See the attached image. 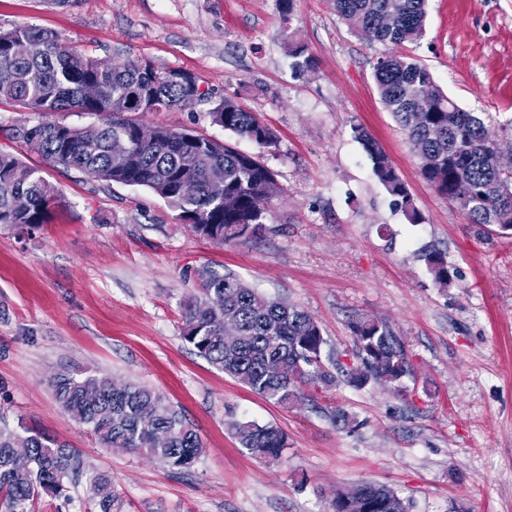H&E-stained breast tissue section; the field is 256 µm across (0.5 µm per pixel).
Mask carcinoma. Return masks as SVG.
Listing matches in <instances>:
<instances>
[{"instance_id": "cac0c4a2", "label": "carcinoma", "mask_w": 512, "mask_h": 512, "mask_svg": "<svg viewBox=\"0 0 512 512\" xmlns=\"http://www.w3.org/2000/svg\"><path fill=\"white\" fill-rule=\"evenodd\" d=\"M336 12L367 41L415 43L423 34L427 0H334ZM295 69L314 66L305 45L288 42ZM374 77L382 103L407 131L419 153L422 178L461 210L472 224L512 231V171L496 163L500 142L484 119L464 111L443 93L431 73L413 58H380ZM98 86L95 99L84 96V85ZM193 76L181 70L158 69L146 61H129L102 68L49 30L34 26L0 31V101L38 114L80 112L104 115L98 124L69 126L41 120L28 127L25 137L0 127L9 139L38 151L47 160L76 168L104 182L146 187L164 198L179 220L195 233L219 243L254 237L265 228L270 202L280 186L273 171L259 157L232 145L163 128L154 129L149 142L137 139L141 123L117 116L111 105L130 100L129 112L190 108L204 99ZM225 130L259 145L275 144L273 131L253 112L226 99L213 111ZM373 164V174L395 198L412 224L422 215L387 155L366 132H358ZM127 141L122 153L111 151L116 140ZM224 175V201L210 190L213 172ZM184 179L197 184V194L184 199L178 185ZM28 198L18 210L14 200ZM59 190L38 170L15 154L0 151V224L31 233L48 223L60 203ZM435 282L448 287L447 261L439 253L427 256ZM182 338L212 365L253 392L278 405L298 398L297 386L329 389L337 378L322 364L325 339L312 317L281 300H270L246 287L234 276L213 273L199 294L181 301ZM239 324L234 354L224 352V320ZM355 361L336 370L349 385L362 389L384 381L402 388L412 374L405 345L389 325L371 316L352 322ZM59 405L96 439L109 448H126L171 469H188L204 453L201 437L186 417L161 393L137 384L113 385L112 377L92 370H66L51 379ZM230 428L251 455L281 458L287 435L273 424L234 421ZM31 449L29 462L19 468L12 449ZM71 466L65 446L42 432L0 426V512H34L44 494L62 487ZM99 512H113L118 497L103 475L90 485ZM362 512H407L393 491L365 483L337 495L333 512H352L350 501Z\"/></svg>"}]
</instances>
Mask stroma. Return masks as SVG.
<instances>
[{
  "label": "stroma",
  "mask_w": 512,
  "mask_h": 512,
  "mask_svg": "<svg viewBox=\"0 0 512 512\" xmlns=\"http://www.w3.org/2000/svg\"><path fill=\"white\" fill-rule=\"evenodd\" d=\"M414 44L368 42L333 0H0V29L56 32L86 56L146 60L191 73L207 100L139 115L228 142L273 169L281 194L259 235L219 244L182 224L151 190L95 180L0 134L59 188L50 223L22 235L0 224V420L45 432L80 463L35 512H97L93 476H108L119 512H332L337 493L384 486L408 512H512V235L469 223L420 175V159L382 104L377 59L408 54L498 137L512 166V0H428ZM315 66L295 70L286 45ZM235 100L271 128L263 148L224 130L213 110ZM372 136L423 216L410 223L372 171ZM445 256L439 287L426 257ZM230 273L308 312L342 363L352 322L385 321L405 344L404 390L374 382L299 386L287 408L198 356L181 337L180 302L207 273ZM88 369L152 387L193 422L205 451L180 472L99 444L56 402L50 381ZM346 411L349 426L336 424ZM235 420L286 432L280 460L238 444Z\"/></svg>",
  "instance_id": "obj_1"
}]
</instances>
